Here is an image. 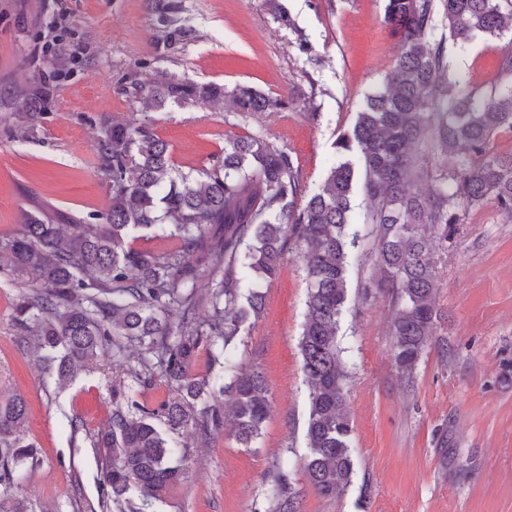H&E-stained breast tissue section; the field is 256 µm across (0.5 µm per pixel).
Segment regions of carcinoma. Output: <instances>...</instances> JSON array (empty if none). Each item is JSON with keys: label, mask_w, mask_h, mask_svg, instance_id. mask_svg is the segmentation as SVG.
Here are the masks:
<instances>
[{"label": "carcinoma", "mask_w": 512, "mask_h": 512, "mask_svg": "<svg viewBox=\"0 0 512 512\" xmlns=\"http://www.w3.org/2000/svg\"><path fill=\"white\" fill-rule=\"evenodd\" d=\"M179 9L178 0H155L166 51L196 37L177 23ZM383 20L398 36L393 63L337 136L336 158L319 184H304L288 148L254 134L225 139L221 152L185 171L153 124L134 120L104 127L96 143L112 191L101 223L62 218L45 204L23 211L0 237V265L28 282L13 305L15 342L23 351L33 347L45 378L64 380L105 355L130 378L112 385L109 424L90 435L102 495L118 512H145L183 480L189 451L174 440L182 432H221L229 413L238 444L250 448L261 437L269 390L261 372L240 370L235 340L263 314V288L289 253L302 259L308 279L299 340L309 387L304 471L316 494L341 498L354 460L338 333L350 254L362 239L357 225L374 234L377 273L363 283L364 297L393 306V359L410 380L433 336L434 255L448 246V229L487 202L512 218V153L491 147L497 133L512 131V0H384ZM441 27L463 44L478 34L507 39L499 84L487 93L457 86ZM124 92L159 108L222 100L242 118L289 107L253 86L228 90L176 76ZM423 177L431 182L426 194L414 185ZM140 237L176 246L138 250L130 240ZM201 262L211 276L204 292ZM171 306L181 309L175 321L164 315ZM202 347L219 371L199 379L191 367ZM158 379L174 396L156 407L139 401ZM27 416L22 396L0 400V498L40 465ZM272 492L275 512H299L288 472L278 471Z\"/></svg>", "instance_id": "cac0c4a2"}]
</instances>
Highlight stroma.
I'll return each mask as SVG.
<instances>
[{
    "label": "stroma",
    "mask_w": 512,
    "mask_h": 512,
    "mask_svg": "<svg viewBox=\"0 0 512 512\" xmlns=\"http://www.w3.org/2000/svg\"><path fill=\"white\" fill-rule=\"evenodd\" d=\"M178 18L195 41L164 53L154 0H0V234L22 211L48 203L85 218L106 212L110 183L95 143L102 127L151 118L177 164L192 166L246 132L287 146L304 179L325 173L340 131L348 129L367 92L392 64L396 38L383 26L384 0H180ZM286 12L295 23L277 20ZM312 47L296 48L297 36ZM56 40L54 54L35 44ZM72 60L54 83L48 105L31 98L56 57ZM453 78L490 90L498 80L497 43L482 37L448 43ZM234 87L245 84L287 96L285 112L239 119L223 103L174 104L147 111L125 86L161 73ZM319 120H310V113ZM371 242L351 266L349 307L340 322L353 427L354 477L337 500L318 496L303 469L309 391L299 339L306 312L305 271L295 255L266 288V309L238 340L244 370L263 373L271 412L254 447L231 429L193 439L187 473L151 512H273L270 476L287 464L301 512H512V218L495 205L467 211L448 247L436 256L440 317L412 387L400 383L391 353L387 300L362 298L374 272ZM23 277L0 271V397L20 394L28 406L26 435L41 464L14 490L29 512H115L101 496L97 454L80 417L106 426L112 407L98 369L73 381L45 380L13 342V303Z\"/></svg>",
    "instance_id": "35a3bbf8"
}]
</instances>
